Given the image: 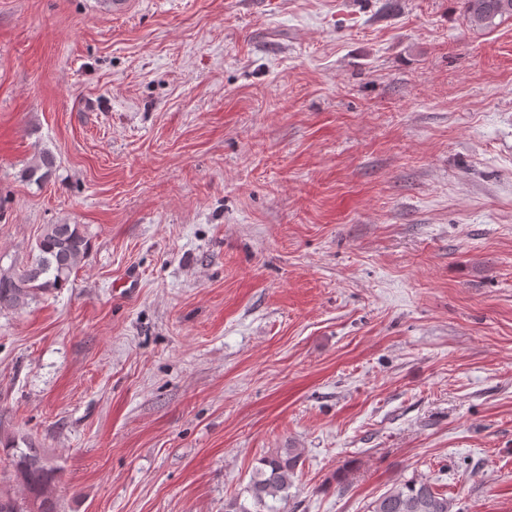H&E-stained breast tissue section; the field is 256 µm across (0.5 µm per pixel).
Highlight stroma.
Instances as JSON below:
<instances>
[{"instance_id": "stroma-1", "label": "stroma", "mask_w": 512, "mask_h": 512, "mask_svg": "<svg viewBox=\"0 0 512 512\" xmlns=\"http://www.w3.org/2000/svg\"><path fill=\"white\" fill-rule=\"evenodd\" d=\"M47 224L91 248L0 312V433L59 512H224L278 448L288 512H512V17L0 0V267ZM56 171V159L49 151H41L25 169L24 177L35 184L49 180ZM454 503L427 479L399 482L375 499L369 512H454Z\"/></svg>"}]
</instances>
